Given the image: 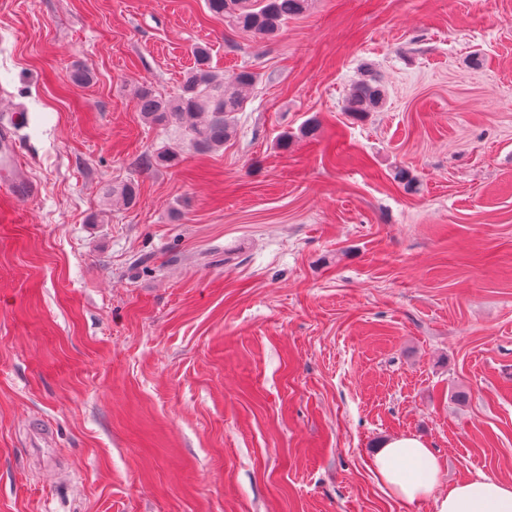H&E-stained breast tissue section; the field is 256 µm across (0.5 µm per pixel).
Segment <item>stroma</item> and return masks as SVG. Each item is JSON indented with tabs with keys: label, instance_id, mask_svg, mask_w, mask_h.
<instances>
[{
	"label": "stroma",
	"instance_id": "35a3bbf8",
	"mask_svg": "<svg viewBox=\"0 0 512 512\" xmlns=\"http://www.w3.org/2000/svg\"><path fill=\"white\" fill-rule=\"evenodd\" d=\"M199 44L258 75L214 153L133 98ZM0 123L39 188L0 193V512H434L375 477L399 434L438 491L512 482V0H312L269 38L205 0H0ZM366 77L355 84L343 102V111L354 118L376 112L383 101V90L379 82L371 75ZM141 163L147 167L170 168L180 161V154L174 147H163L141 159Z\"/></svg>",
	"mask_w": 512,
	"mask_h": 512
}]
</instances>
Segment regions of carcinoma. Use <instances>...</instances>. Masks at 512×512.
Listing matches in <instances>:
<instances>
[{
	"label": "carcinoma",
	"instance_id": "carcinoma-1",
	"mask_svg": "<svg viewBox=\"0 0 512 512\" xmlns=\"http://www.w3.org/2000/svg\"><path fill=\"white\" fill-rule=\"evenodd\" d=\"M211 15L232 27L255 35L273 36L288 19L302 15L309 0H206ZM195 63L180 82L177 93L170 97L158 94L152 85L142 82L135 90L138 116L149 125L181 127L192 145L202 153L217 152L235 131V113L243 110L245 92L257 83V75L242 68L231 79L211 64L209 47L198 46ZM383 90L379 82L368 76L358 81L343 102V111L362 118L380 108ZM180 161L174 147H163L142 158V164L153 168H170ZM137 200L134 184L112 188V201L130 208Z\"/></svg>",
	"mask_w": 512,
	"mask_h": 512
}]
</instances>
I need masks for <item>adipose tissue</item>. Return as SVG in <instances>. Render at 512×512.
I'll use <instances>...</instances> for the list:
<instances>
[{"mask_svg":"<svg viewBox=\"0 0 512 512\" xmlns=\"http://www.w3.org/2000/svg\"><path fill=\"white\" fill-rule=\"evenodd\" d=\"M373 470L391 495L409 505L430 497L434 512H512V483L486 475L435 493L439 460L412 434L384 440L373 458Z\"/></svg>","mask_w":512,"mask_h":512,"instance_id":"1","label":"adipose tissue"}]
</instances>
